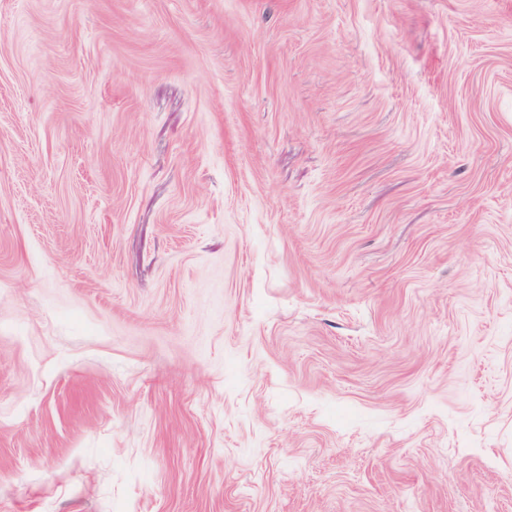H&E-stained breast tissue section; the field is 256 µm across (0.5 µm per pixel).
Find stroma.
Wrapping results in <instances>:
<instances>
[{
  "label": "stroma",
  "instance_id": "obj_1",
  "mask_svg": "<svg viewBox=\"0 0 512 512\" xmlns=\"http://www.w3.org/2000/svg\"><path fill=\"white\" fill-rule=\"evenodd\" d=\"M0 512H512V0H0Z\"/></svg>",
  "mask_w": 512,
  "mask_h": 512
}]
</instances>
